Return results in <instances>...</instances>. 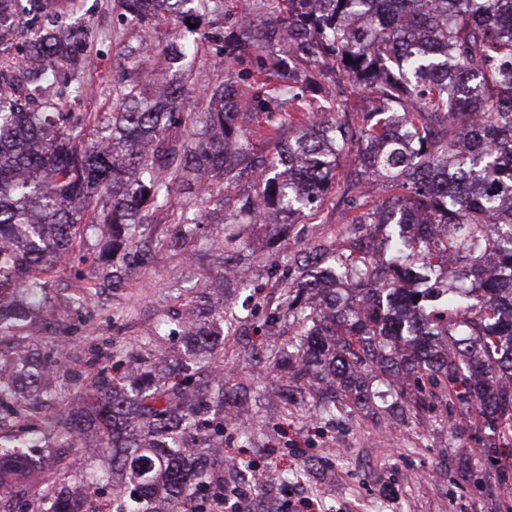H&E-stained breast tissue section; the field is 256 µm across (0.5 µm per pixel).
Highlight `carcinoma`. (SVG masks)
Instances as JSON below:
<instances>
[{
    "instance_id": "1",
    "label": "carcinoma",
    "mask_w": 512,
    "mask_h": 512,
    "mask_svg": "<svg viewBox=\"0 0 512 512\" xmlns=\"http://www.w3.org/2000/svg\"><path fill=\"white\" fill-rule=\"evenodd\" d=\"M263 23L224 31L220 59L230 71L249 58L254 90L243 100L230 81L187 89L164 80L151 91L130 78L110 112H64L49 89L84 62L87 29L61 31L64 0H0V34L18 13L30 64L18 79L0 70V345L43 309L42 275L69 256L88 229L104 234L92 257L102 281H124L121 259L153 234L148 214L175 206V195L229 188L241 224H272L283 237L295 215L314 217L340 184L347 232L328 244L298 241V276L265 308L264 324L283 321L292 337L263 361L283 401L319 396L321 418L395 399L398 416L416 418L444 397L512 436V0H267ZM224 0H119L122 17L149 26L176 23L165 47L180 70L201 53L194 28ZM288 39V79L263 55ZM369 108L351 106L343 82ZM253 132L240 111L279 112ZM104 135L83 140L89 127ZM196 127L195 138L182 129ZM279 151L257 156L250 138ZM380 181V203L364 190ZM239 236L210 242L230 267ZM455 262L448 264V253ZM448 309V321L427 316ZM184 312L188 354L204 365L160 356L157 336L142 358L105 366L84 387L86 403L43 411L55 399L48 374L63 360L65 337L44 353L11 360L0 351V500L32 486L31 512H101L91 485L45 478V448L95 440L108 468L115 512H201L211 488L227 493L248 471L210 452L224 447L229 409L248 407L252 385H229L223 326L233 318L206 290Z\"/></svg>"
}]
</instances>
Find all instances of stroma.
<instances>
[{
    "label": "stroma",
    "instance_id": "1",
    "mask_svg": "<svg viewBox=\"0 0 512 512\" xmlns=\"http://www.w3.org/2000/svg\"><path fill=\"white\" fill-rule=\"evenodd\" d=\"M118 14L117 0L77 2L74 21L113 38L88 44L76 74L84 94L75 111H111L115 85L134 71L123 55L125 44L154 48L150 63L138 72L143 84H151L155 72L166 66L162 47L169 23L162 19L149 29L130 28ZM339 199V193H330L318 219L299 218L306 239L332 240L342 231ZM185 215L201 218L208 236L223 235L233 221L232 211L215 201L185 195L180 207L158 215L155 226L165 232ZM240 230L249 247L238 257L245 285L236 296L248 306L240 314L239 333L276 345L282 336L266 334L261 308L288 276L293 247L286 243L268 249L273 229L266 224H244ZM100 237V232L90 233L47 276V308L64 325L68 339L67 357L55 371L59 401L67 405L80 403L87 377L106 364L109 354L137 350L164 319L172 296L200 279L216 294L229 288L216 254L193 241L175 250L144 249L122 287L83 302L96 276L85 257L96 251ZM224 360L237 378L259 384L248 413L258 429L257 447L240 448L230 427L224 431V447L251 465L287 473V483L277 488L279 500L309 496L320 500V512H512V446L502 445L484 457L490 430L460 411L436 402L419 419L391 427L377 405L333 421L317 417L312 404L284 413L279 398L263 384L265 368L239 361L236 342H228Z\"/></svg>",
    "mask_w": 512,
    "mask_h": 512
}]
</instances>
